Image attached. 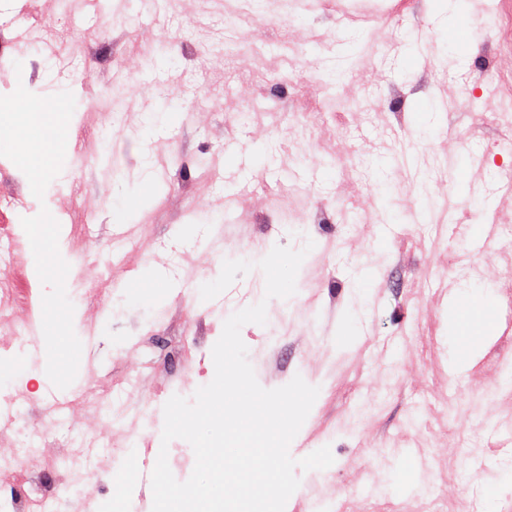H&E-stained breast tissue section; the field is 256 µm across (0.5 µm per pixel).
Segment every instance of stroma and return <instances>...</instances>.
Wrapping results in <instances>:
<instances>
[{"label": "stroma", "instance_id": "35a3bbf8", "mask_svg": "<svg viewBox=\"0 0 512 512\" xmlns=\"http://www.w3.org/2000/svg\"><path fill=\"white\" fill-rule=\"evenodd\" d=\"M87 0L66 35L61 61L42 46L20 55L25 87L39 96L75 98L77 138L44 203L67 251L73 186L91 218L83 243L92 259L108 258L111 242L135 240L126 267L112 273V296L100 307L78 304L79 267L66 293L74 301L77 337L94 323L90 352L99 374L120 380L145 374L156 393L167 381L185 397L210 383V358L186 348L185 337L215 344L225 320L258 302L267 321L246 324L241 338L258 383L273 389L301 376L319 395L290 454L303 458L330 446L334 462L300 472L285 512L335 498L346 512H512V389H498L497 367H512V332L497 333L477 371L457 368L448 334V301L456 285L490 289L497 323L512 317V272L505 259L478 254L474 226L483 224L491 187L475 178L474 150L449 144L464 135L471 112L493 118L496 100L479 96L466 111L448 101L453 79L468 75L497 0H468L457 16L465 49L448 43L439 0ZM109 26L101 41L85 30ZM181 35L169 80L186 90L175 135L146 133L145 113L158 100L133 98L130 80L154 84L168 56L161 31ZM335 38H328V31ZM235 81L224 89V56ZM96 56L78 77L59 74ZM320 58L344 71L335 89L320 73L303 87L280 91L267 112L248 117L266 99L267 80ZM445 67L447 80L434 79ZM373 91L374 128H355L350 113L329 112L338 97ZM325 111L309 143L327 163L312 170L281 114ZM359 131L360 153L337 151ZM222 180L211 184L210 169ZM466 217L458 231L449 216ZM313 241L290 299H265L256 264L277 245ZM227 259L253 262L216 298L200 297ZM161 267L165 282L145 297L141 279ZM493 394L498 413L486 426L473 405Z\"/></svg>", "mask_w": 512, "mask_h": 512}]
</instances>
